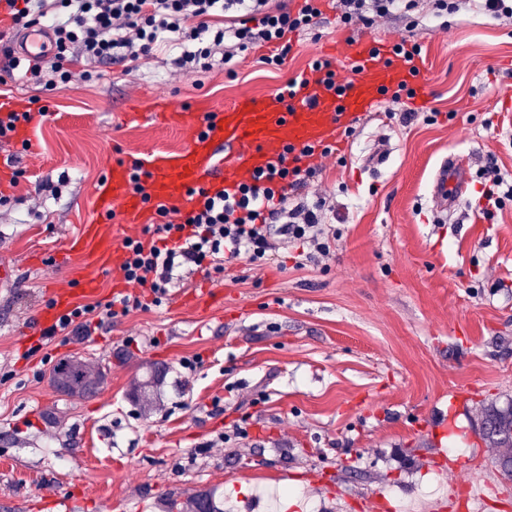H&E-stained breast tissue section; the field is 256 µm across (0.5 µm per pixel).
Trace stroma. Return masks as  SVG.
Returning a JSON list of instances; mask_svg holds the SVG:
<instances>
[{"label":"stroma","mask_w":512,"mask_h":512,"mask_svg":"<svg viewBox=\"0 0 512 512\" xmlns=\"http://www.w3.org/2000/svg\"><path fill=\"white\" fill-rule=\"evenodd\" d=\"M351 38L418 43L437 116L370 113L322 159L304 194L326 200L328 255L307 260L282 235L269 263L215 280L184 268L161 305L42 338L52 290L78 306L114 295L112 273L67 249L97 184L115 162L187 144L181 128L129 120L131 105L162 95L220 112ZM291 41L278 66L263 64L267 44L186 76L163 52L70 89L21 69L0 85L34 114L29 149L9 145L25 177L0 206V512H168L206 491L224 512H512V478L481 432L487 408L512 404V200L488 217L483 196L489 164L512 183V20L472 0L348 27L329 6ZM451 155L469 184L442 212L433 180ZM88 276L98 284L80 293ZM72 357L103 370L94 392L54 386ZM154 370L149 408L138 386Z\"/></svg>","instance_id":"1"}]
</instances>
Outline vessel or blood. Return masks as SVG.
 Returning <instances> with one entry per match:
<instances>
[{
	"label": "vessel or blood",
	"mask_w": 512,
	"mask_h": 512,
	"mask_svg": "<svg viewBox=\"0 0 512 512\" xmlns=\"http://www.w3.org/2000/svg\"><path fill=\"white\" fill-rule=\"evenodd\" d=\"M14 46L18 56L32 64L54 54L51 34L41 26L20 31ZM328 51L354 70V78L339 77L331 83L325 71H310L303 83L287 92L238 98L212 118L142 106L141 118L180 126L187 145L176 153L149 154L136 165L114 164L95 189L96 217L84 225L71 250L92 248L96 264L108 267L115 261L121 230L149 226L158 205L177 200L190 208L197 203L191 189L207 181L232 189L254 172L294 167L302 149L317 151L338 140L363 116L378 111L389 92L415 80L410 64L395 54L393 44L358 38L337 42ZM138 170L149 184V197L131 187ZM464 189L459 160L448 158L433 184L438 209L447 211ZM72 303L70 291L55 290L51 307L41 314L42 324H54Z\"/></svg>",
	"instance_id": "b4317fda"
}]
</instances>
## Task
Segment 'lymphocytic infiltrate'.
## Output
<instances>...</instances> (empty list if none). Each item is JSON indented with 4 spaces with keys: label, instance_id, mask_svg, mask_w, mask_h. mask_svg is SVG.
<instances>
[{
    "label": "lymphocytic infiltrate",
    "instance_id": "f902f5d3",
    "mask_svg": "<svg viewBox=\"0 0 512 512\" xmlns=\"http://www.w3.org/2000/svg\"><path fill=\"white\" fill-rule=\"evenodd\" d=\"M466 2L336 0V7L344 25L370 27L422 6L441 15L459 11ZM319 14L317 0H304L296 10L285 0H23L22 6L10 8L12 28L40 25L51 31L56 54L46 73L53 90L97 79L94 64L111 63L127 71L155 52L174 47L182 50L174 64L183 74L218 54L231 61L258 43L279 44V53L269 59L278 65L291 50L286 34L311 26ZM320 173L317 165L284 169L278 181L247 179L231 194L212 197L199 189L200 201L188 212L159 207L148 240L123 242L120 267L125 279L138 285V293L118 294L103 305L76 307L46 328V335L94 320L102 324L117 314L160 304L182 268L211 278L239 259L268 262L281 232L299 245L329 253L325 200L299 198Z\"/></svg>",
    "mask_w": 512,
    "mask_h": 512
}]
</instances>
